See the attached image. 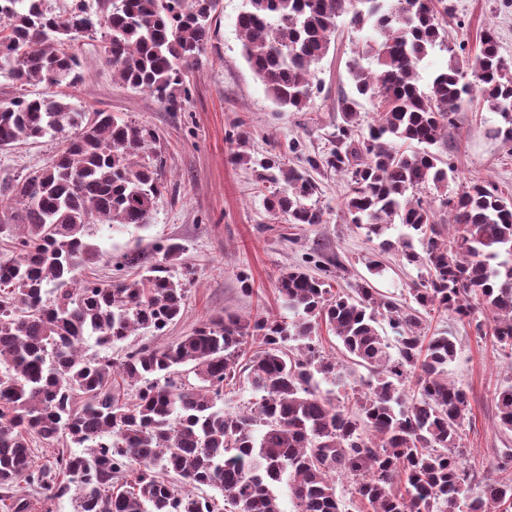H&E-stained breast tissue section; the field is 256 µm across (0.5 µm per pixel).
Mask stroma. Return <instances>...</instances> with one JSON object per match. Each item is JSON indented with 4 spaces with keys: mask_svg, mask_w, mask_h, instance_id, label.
<instances>
[{
    "mask_svg": "<svg viewBox=\"0 0 512 512\" xmlns=\"http://www.w3.org/2000/svg\"><path fill=\"white\" fill-rule=\"evenodd\" d=\"M453 2L456 12L448 19L451 42H465L467 52H475L480 31L491 25L501 55L512 61V5L506 0ZM242 4L243 0H222L212 25L213 40L199 64L184 74L189 94L176 109L113 78L104 60L102 33L86 35L71 45L82 62L83 79L69 89V101L80 111L109 112L155 131L157 140L148 155L160 158L165 185L150 224L130 225L99 237L98 246L115 256L149 255L156 243H177L183 248L182 265L193 271L178 323L160 337L137 331L123 342V349L174 341L219 315L281 313L275 290L279 274L303 264L312 254L339 257L345 282L367 276L375 288L400 300L408 298L413 283L424 277L423 269L406 264L393 251L382 256L383 273L370 276L367 264L374 244L362 229L345 220L344 183L335 172L315 175L323 223L286 224L267 212L265 190L256 180L252 161L269 156L273 148H287L292 141L299 142L306 156L326 154L335 146L341 121L336 103L341 93L351 89L347 63L355 44L351 33L340 29L316 69L320 93L305 111H280L243 57L235 26ZM499 122L498 115L483 106L480 95H472L462 105L454 126L434 147L454 167L449 192L480 178L512 194V151L486 133L487 127ZM239 123L249 133L246 164L232 160L236 146L229 135ZM59 144L55 136L0 150V224L14 223L19 209L11 186L43 167ZM244 274L252 284L248 294L241 290ZM427 324L430 332H449L458 340L448 378L469 395L472 424L465 437L471 450L469 466L480 473L496 468L501 477L512 479V431L500 427L494 400L500 388L512 383V365L490 340L479 337L474 323L433 312Z\"/></svg>",
    "mask_w": 512,
    "mask_h": 512,
    "instance_id": "35a3bbf8",
    "label": "stroma"
}]
</instances>
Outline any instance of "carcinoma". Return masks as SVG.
Here are the masks:
<instances>
[{"mask_svg": "<svg viewBox=\"0 0 512 512\" xmlns=\"http://www.w3.org/2000/svg\"><path fill=\"white\" fill-rule=\"evenodd\" d=\"M219 8L220 0H97L90 11L74 0L63 17L47 0H0V18L10 20L0 70L21 88L75 84L81 62L68 46L101 28L113 76L174 105ZM454 13L451 0H244L236 17L246 62L288 112L303 111L319 92L315 70L338 19L367 32L349 63L353 91L337 100L336 148L296 166L269 158L258 178L269 183L272 216L320 224L308 170L343 176V215L378 240L369 269L381 273L379 257L395 249L426 271L405 302L366 278L333 292L344 265L329 259L318 277L300 267L280 275L276 292L291 320L219 316L160 346L116 359L89 355L91 339L110 349L140 329L163 335L187 299L191 272L169 270L181 253L176 243L156 245L161 258L139 279L122 275L139 253L114 263L109 281L79 277L112 261L90 237L151 223L160 164L139 157L157 136L55 95L23 93L0 108V148L66 135L44 167L13 185L20 223L0 225L14 229L10 253L0 256V508L31 512L30 500L14 493L23 482L49 500L72 495L76 512H220L214 498L192 493L204 488L222 494L225 512H281L274 488L286 480L295 512H344L341 476L371 512H512V480L467 464L469 397L448 381L456 338L428 335L421 318L485 313L477 332L512 357V199L484 180L448 195L453 165L431 150L475 90L504 122L489 135L512 143V64L491 27L474 55L459 56L465 45L446 44ZM437 47L450 54L448 66L424 89L419 68ZM362 99L376 108L366 134ZM430 185L437 207L418 196ZM383 321L397 344L382 336ZM324 331L372 376L366 390H353L351 408L319 391L323 381L341 383L343 371L321 350ZM249 338L259 350L244 363ZM122 382L135 388L132 397L121 396ZM236 385L259 401L224 410V388ZM496 408L512 431V384L499 389ZM32 434L75 449L38 466Z\"/></svg>", "mask_w": 512, "mask_h": 512, "instance_id": "carcinoma-1", "label": "carcinoma"}]
</instances>
